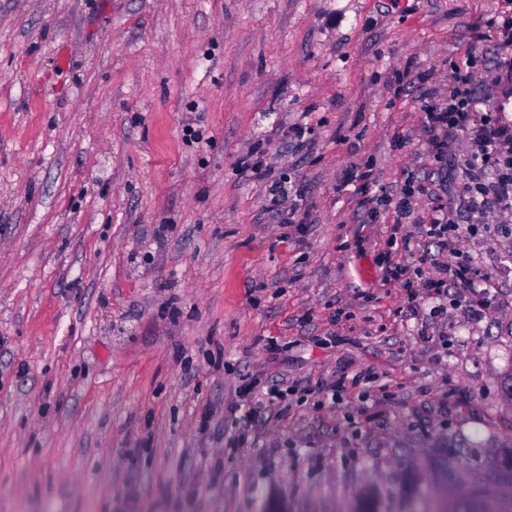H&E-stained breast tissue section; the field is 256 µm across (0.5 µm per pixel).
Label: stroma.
Wrapping results in <instances>:
<instances>
[{"label":"stroma","instance_id":"1","mask_svg":"<svg viewBox=\"0 0 512 512\" xmlns=\"http://www.w3.org/2000/svg\"><path fill=\"white\" fill-rule=\"evenodd\" d=\"M512 0H0V512H381L416 492L512 498V214L459 248L488 309L387 281L447 260L357 175L418 180L411 225L465 220L423 105ZM414 60L428 79L402 71ZM308 147L294 152L290 128ZM257 150L301 231L242 177ZM370 370L332 407L317 381ZM310 393L255 408L243 379ZM272 203L276 210V218L280 220V224L286 226L296 224L294 220L298 208L295 199L292 198V195H290V192L285 187L279 186L277 195H274L272 198ZM410 196H412V195H409V197H407V198L406 197L400 198L394 205V210H395L397 219L394 221L393 233H392L394 235L395 244L398 243V238H399L400 242H401L402 250L407 253L412 252V248H411L412 238L409 234L403 233L404 225L402 224V219H405L406 216L408 215V213L410 212V209H411ZM397 235H399V236H397Z\"/></svg>","mask_w":512,"mask_h":512}]
</instances>
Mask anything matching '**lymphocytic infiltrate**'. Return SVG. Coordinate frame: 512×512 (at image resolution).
Instances as JSON below:
<instances>
[{
	"label": "lymphocytic infiltrate",
	"mask_w": 512,
	"mask_h": 512,
	"mask_svg": "<svg viewBox=\"0 0 512 512\" xmlns=\"http://www.w3.org/2000/svg\"><path fill=\"white\" fill-rule=\"evenodd\" d=\"M469 81V73H456L447 101L435 100L424 107L431 156L437 163L446 162L449 143L464 137L468 151L461 174L470 210L478 214L490 209L512 211V126L502 124L492 112L481 109L479 99L467 89ZM427 233L437 238L450 256L447 263L439 265L437 276L417 283L405 279L404 268L392 263L385 268L387 279L400 282L411 304L423 295L436 300L450 296L458 301L483 302L472 264L460 256L461 227L452 212L436 209Z\"/></svg>",
	"instance_id": "obj_1"
}]
</instances>
